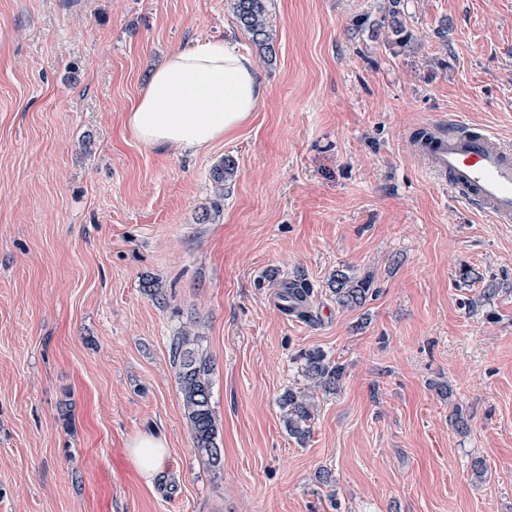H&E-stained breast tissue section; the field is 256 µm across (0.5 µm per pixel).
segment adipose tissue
Here are the masks:
<instances>
[{
  "label": "adipose tissue",
  "mask_w": 512,
  "mask_h": 512,
  "mask_svg": "<svg viewBox=\"0 0 512 512\" xmlns=\"http://www.w3.org/2000/svg\"><path fill=\"white\" fill-rule=\"evenodd\" d=\"M264 93L248 55L208 41L169 54L128 108L125 124L145 145L200 152L241 128ZM166 453L165 440L152 435L128 446L130 461L148 480L162 469Z\"/></svg>",
  "instance_id": "1"
}]
</instances>
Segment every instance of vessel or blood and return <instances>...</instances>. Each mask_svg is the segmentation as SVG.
I'll return each instance as SVG.
<instances>
[{
	"label": "vessel or blood",
	"instance_id": "1",
	"mask_svg": "<svg viewBox=\"0 0 512 512\" xmlns=\"http://www.w3.org/2000/svg\"><path fill=\"white\" fill-rule=\"evenodd\" d=\"M417 152L425 170L468 209L496 224L512 223V147L497 132L454 121Z\"/></svg>",
	"mask_w": 512,
	"mask_h": 512
}]
</instances>
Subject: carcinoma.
Returning a JSON list of instances; mask_svg holds the SVG:
<instances>
[{
	"label": "carcinoma",
	"instance_id": "carcinoma-1",
	"mask_svg": "<svg viewBox=\"0 0 512 512\" xmlns=\"http://www.w3.org/2000/svg\"><path fill=\"white\" fill-rule=\"evenodd\" d=\"M230 8L236 22L250 35L256 48L265 55L272 54L274 37L268 22L266 0H230ZM234 170L235 162L229 157L212 169V185L218 197H224V182L233 176ZM369 291L366 281H357L341 271L333 280L332 292L336 303L344 308L363 304ZM310 296L311 288L301 278L281 284L282 310L286 313L308 317V312L302 311V302L309 300ZM171 354L178 369L184 412L192 431L194 448L212 467H218L223 461V449L217 442L219 426L212 407L208 364L195 355L191 340L185 333L175 339ZM304 359L306 387L290 388L280 398L284 427L288 436L299 444L306 443L311 436L312 420L317 411L314 391L338 387L343 373L340 365L331 363L319 350L304 354Z\"/></svg>",
	"mask_w": 512,
	"mask_h": 512
}]
</instances>
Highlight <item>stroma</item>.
<instances>
[{"mask_svg":"<svg viewBox=\"0 0 512 512\" xmlns=\"http://www.w3.org/2000/svg\"><path fill=\"white\" fill-rule=\"evenodd\" d=\"M266 6L269 61L228 0H0V512H512V224L409 146L458 117L512 145V0ZM215 39L265 86L251 118L197 154L140 143L151 71ZM340 270L363 306L337 305ZM293 278L313 320L277 303ZM186 332L218 469L184 414ZM317 349L344 374L302 446L279 400ZM145 434L168 447L149 481ZM331 289L336 296V303L344 308H355L361 306L369 294L370 288L364 280H355L344 272H336ZM191 344L189 336L184 333L177 336L171 346L173 361L178 369L184 412L198 455L206 459L212 467H220L223 448L217 442L219 426L212 407V390L208 377L210 369L205 360L195 355ZM166 441L161 437L140 435L128 446V457L135 468L149 481L159 472L165 462Z\"/></svg>","mask_w":512,"mask_h":512,"instance_id":"35a3bbf8","label":"stroma"}]
</instances>
